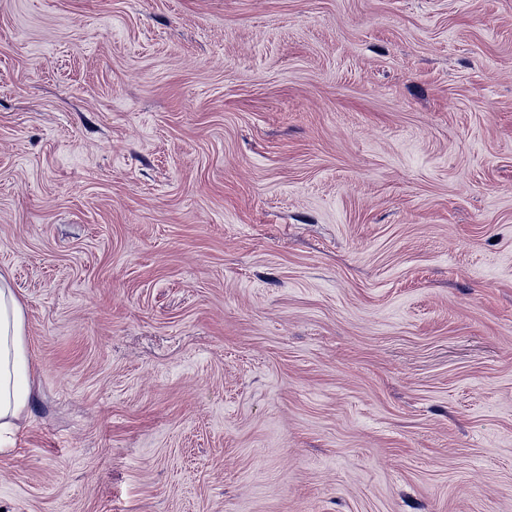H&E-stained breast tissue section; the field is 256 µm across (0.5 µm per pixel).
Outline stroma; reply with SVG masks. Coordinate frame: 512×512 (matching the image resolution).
Wrapping results in <instances>:
<instances>
[{"instance_id":"obj_1","label":"stroma","mask_w":512,"mask_h":512,"mask_svg":"<svg viewBox=\"0 0 512 512\" xmlns=\"http://www.w3.org/2000/svg\"><path fill=\"white\" fill-rule=\"evenodd\" d=\"M0 512H512V0H0ZM34 387L25 306L0 274V441L4 435H14L27 419Z\"/></svg>"}]
</instances>
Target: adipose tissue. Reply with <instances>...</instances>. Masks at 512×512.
Returning <instances> with one entry per match:
<instances>
[{
  "instance_id": "1",
  "label": "adipose tissue",
  "mask_w": 512,
  "mask_h": 512,
  "mask_svg": "<svg viewBox=\"0 0 512 512\" xmlns=\"http://www.w3.org/2000/svg\"><path fill=\"white\" fill-rule=\"evenodd\" d=\"M34 387L25 306L0 274V437L14 435L27 419Z\"/></svg>"
}]
</instances>
